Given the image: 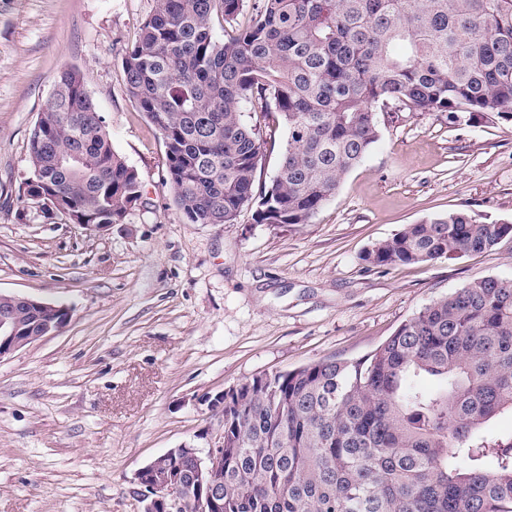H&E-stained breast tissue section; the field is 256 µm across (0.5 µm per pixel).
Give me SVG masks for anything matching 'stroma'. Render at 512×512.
Returning <instances> with one entry per match:
<instances>
[{"instance_id": "obj_1", "label": "stroma", "mask_w": 512, "mask_h": 512, "mask_svg": "<svg viewBox=\"0 0 512 512\" xmlns=\"http://www.w3.org/2000/svg\"><path fill=\"white\" fill-rule=\"evenodd\" d=\"M154 0H0V293L65 307L66 326L0 359V512H142L139 469L207 454L211 402L256 375L357 359L436 298L512 278V239L456 259L365 269L405 225L465 210L512 222V120L377 109L379 137L309 224H190L154 126L121 81ZM80 69L143 183L123 223L86 227L22 202L30 131ZM270 185L286 130L252 113Z\"/></svg>"}]
</instances>
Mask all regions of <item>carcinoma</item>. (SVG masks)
I'll return each instance as SVG.
<instances>
[{"instance_id": "cac0c4a2", "label": "carcinoma", "mask_w": 512, "mask_h": 512, "mask_svg": "<svg viewBox=\"0 0 512 512\" xmlns=\"http://www.w3.org/2000/svg\"><path fill=\"white\" fill-rule=\"evenodd\" d=\"M155 0L121 72L158 131L189 224H309L378 138L375 105L512 118V0ZM287 131L255 191L259 131ZM23 202L121 224L142 203L85 74L61 69L30 132ZM512 223L451 211L361 256L393 267L490 251ZM433 380L436 388L421 387ZM512 278L433 300L365 357L254 377L224 395V512H512ZM496 460L493 471L486 461ZM247 116H251L247 119L252 124L260 126L264 140L265 157L256 175V190H258L264 186L268 187L275 175L279 154L286 139V130L277 114L265 116L260 112H251Z\"/></svg>"}]
</instances>
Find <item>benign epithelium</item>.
I'll return each mask as SVG.
<instances>
[{"label":"benign epithelium","instance_id":"7a95c632","mask_svg":"<svg viewBox=\"0 0 512 512\" xmlns=\"http://www.w3.org/2000/svg\"><path fill=\"white\" fill-rule=\"evenodd\" d=\"M67 309L42 300L0 294V360L67 323ZM195 458L196 468L185 478L174 454ZM143 492V512H223L224 438L204 456L196 448H175L156 458L136 474Z\"/></svg>","mask_w":512,"mask_h":512}]
</instances>
